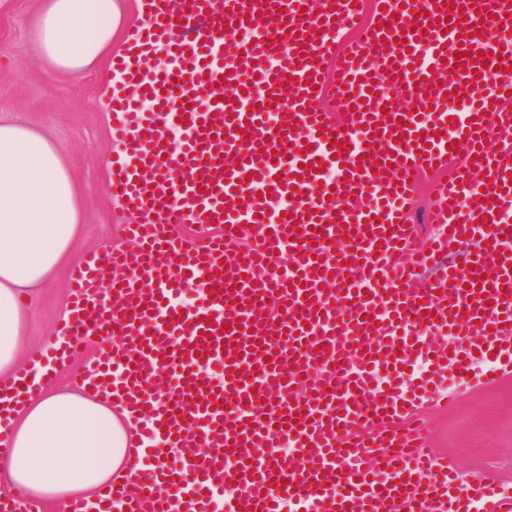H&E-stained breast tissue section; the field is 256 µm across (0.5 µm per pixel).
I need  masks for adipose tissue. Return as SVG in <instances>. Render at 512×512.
<instances>
[{
  "label": "adipose tissue",
  "mask_w": 512,
  "mask_h": 512,
  "mask_svg": "<svg viewBox=\"0 0 512 512\" xmlns=\"http://www.w3.org/2000/svg\"><path fill=\"white\" fill-rule=\"evenodd\" d=\"M120 29L117 0H41L32 47L56 69L73 75L102 59ZM81 219L72 177L44 134L0 123V377L20 358L22 291L53 277L69 258ZM10 452L0 473L39 500L96 501L120 481L143 451L123 408L95 390L32 388L11 423Z\"/></svg>",
  "instance_id": "1"
}]
</instances>
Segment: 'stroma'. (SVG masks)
Wrapping results in <instances>:
<instances>
[{
    "label": "stroma",
    "mask_w": 512,
    "mask_h": 512,
    "mask_svg": "<svg viewBox=\"0 0 512 512\" xmlns=\"http://www.w3.org/2000/svg\"><path fill=\"white\" fill-rule=\"evenodd\" d=\"M40 0H0V122H15L49 137L80 195L79 233L69 260L77 265L91 249L126 248L131 220L105 189L106 165L121 150L109 117L111 56L80 77L54 69L32 51V22ZM67 268L26 291L21 304L23 356L55 343L67 309ZM429 445L450 460L462 479H485L512 489V375L484 386L460 385L445 402H426Z\"/></svg>",
    "instance_id": "35a3bbf8"
}]
</instances>
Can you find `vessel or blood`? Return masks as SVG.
I'll use <instances>...</instances> for the list:
<instances>
[{"label":"vessel or blood","mask_w":512,"mask_h":512,"mask_svg":"<svg viewBox=\"0 0 512 512\" xmlns=\"http://www.w3.org/2000/svg\"><path fill=\"white\" fill-rule=\"evenodd\" d=\"M140 7L112 58L122 153L107 184L136 245L88 253L64 284L62 344L0 380V455L31 373L50 381L44 359L90 347L77 387L178 451L151 476L133 463L94 512H512L511 494L434 455L417 418L450 378L512 373V0ZM230 31L244 34L234 64ZM329 91L346 123L316 107ZM427 173L439 231L423 246L409 214ZM185 223L203 236L168 233Z\"/></svg>","instance_id":"1"}]
</instances>
